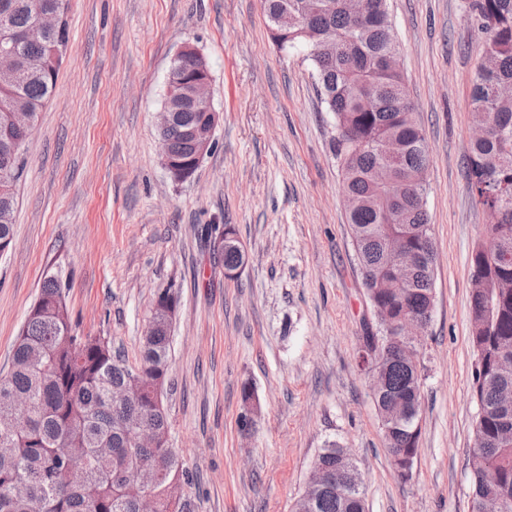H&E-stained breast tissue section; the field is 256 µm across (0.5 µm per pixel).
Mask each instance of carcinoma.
I'll list each match as a JSON object with an SVG mask.
<instances>
[{"instance_id":"carcinoma-1","label":"carcinoma","mask_w":512,"mask_h":512,"mask_svg":"<svg viewBox=\"0 0 512 512\" xmlns=\"http://www.w3.org/2000/svg\"><path fill=\"white\" fill-rule=\"evenodd\" d=\"M268 28L283 10L301 17L278 45L310 48L324 110L334 119L333 153L340 162L343 192L355 209L347 214L363 285L371 306L382 312L363 342L391 334L407 316H432L436 251L425 208V177L430 163L422 129L405 94L404 76L385 67L396 51L387 0H367L366 11L351 16L346 0H262ZM69 0H0V34L22 36L15 51L18 71L0 82V182L17 186L24 161L7 167L11 144L3 135L13 113L27 111L33 123L13 132L26 150L41 110L55 93L68 28L36 31L41 13L68 11ZM467 22L482 37V53L472 88L471 124L492 128L491 136L469 143L467 178L486 208L485 238L473 249L470 310L476 357L472 395L479 411L476 449L468 460L471 512L488 499H500L512 512V412L502 398L512 392V97L496 87L512 84V0H470ZM208 70L204 58L173 60L168 83L184 90ZM205 127L204 113L177 106L164 131L171 158L186 163L195 153L188 131ZM17 191H0V250L14 241ZM398 240L418 256L401 286L387 245ZM242 263L234 230L224 226V269ZM67 283L52 277L43 284L15 345L12 368L0 376V512H139L149 491L156 512H196L187 491L193 477L169 444V420L162 401L174 293L167 290L152 308L141 341L139 361L128 364L103 336H79L71 326ZM384 383L372 396L382 423L387 454L418 451L420 417L409 413L421 402L418 353L391 340L381 345ZM143 378L138 392L119 400L130 376ZM148 424L157 439L152 448L134 446ZM341 447L327 443L314 464L328 476L316 496L298 500L294 512H366L363 491L342 484Z\"/></svg>"}]
</instances>
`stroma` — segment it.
Masks as SVG:
<instances>
[{"label":"stroma","instance_id":"stroma-1","mask_svg":"<svg viewBox=\"0 0 512 512\" xmlns=\"http://www.w3.org/2000/svg\"><path fill=\"white\" fill-rule=\"evenodd\" d=\"M469 0H387L405 92L426 138L436 249L419 346L422 433L408 478L385 450L359 367L374 317L309 52L277 49L261 0H71L56 92L18 183L0 256V375L44 280L67 279L74 331L136 362L159 293L173 289L166 400L197 512H292L321 448H349L367 512H470V256L487 215L466 178L478 42ZM206 59L215 147L174 182L158 123L184 43ZM230 225L244 252L224 274ZM254 394L244 401V390ZM252 411L242 430L240 416Z\"/></svg>","mask_w":512,"mask_h":512}]
</instances>
